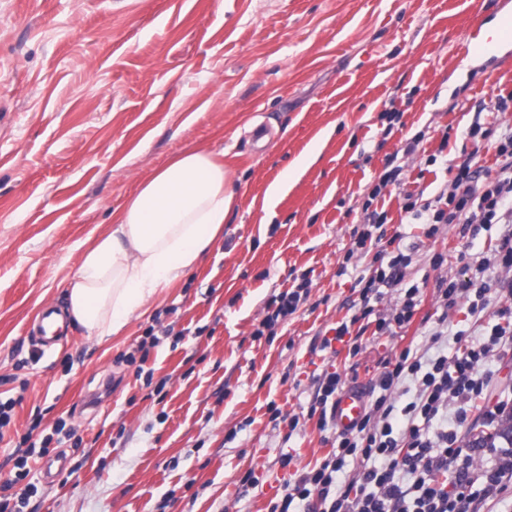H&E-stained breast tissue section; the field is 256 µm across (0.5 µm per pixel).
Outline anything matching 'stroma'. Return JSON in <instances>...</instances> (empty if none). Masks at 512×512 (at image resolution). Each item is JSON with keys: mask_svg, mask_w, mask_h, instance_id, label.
<instances>
[{"mask_svg": "<svg viewBox=\"0 0 512 512\" xmlns=\"http://www.w3.org/2000/svg\"><path fill=\"white\" fill-rule=\"evenodd\" d=\"M507 14L512 0H0V395L22 399L0 434V485L23 434L42 439L61 419L83 439L50 448L64 459L51 474L31 462L24 512H269L291 470L336 449L335 430L307 416L314 375L365 386L404 348L484 341L512 305L497 253L512 226L432 230L400 206L450 187L473 122L495 132L479 155L496 172L512 37L478 54L473 32ZM189 150L224 155L223 235L110 342L68 325L42 349L29 327L42 305L65 307L86 239ZM392 156L400 174L369 200ZM372 209L421 303L393 335L364 333L353 360L346 344H320L356 313L374 254L351 246ZM304 275L308 300L255 337L270 296ZM454 279L487 288L482 312L443 308L438 286ZM149 328L150 386L130 361ZM249 472L259 483L246 490Z\"/></svg>", "mask_w": 512, "mask_h": 512, "instance_id": "obj_1", "label": "stroma"}]
</instances>
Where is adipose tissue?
Masks as SVG:
<instances>
[{
	"label": "adipose tissue",
	"instance_id": "adipose-tissue-1",
	"mask_svg": "<svg viewBox=\"0 0 512 512\" xmlns=\"http://www.w3.org/2000/svg\"><path fill=\"white\" fill-rule=\"evenodd\" d=\"M214 153L187 152L145 180L87 248L67 290L65 318L111 341L176 285L217 239L233 196Z\"/></svg>",
	"mask_w": 512,
	"mask_h": 512
}]
</instances>
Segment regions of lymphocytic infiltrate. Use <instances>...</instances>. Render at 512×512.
<instances>
[{"instance_id":"obj_1","label":"lymphocytic infiltrate","mask_w":512,"mask_h":512,"mask_svg":"<svg viewBox=\"0 0 512 512\" xmlns=\"http://www.w3.org/2000/svg\"><path fill=\"white\" fill-rule=\"evenodd\" d=\"M502 165L494 179L483 176L475 154L463 156L449 192L434 202L418 203L405 196L403 211L432 224H497L503 220L505 202L512 198V135L499 140ZM408 266L404 254L379 262L359 290L360 317L373 320L375 335L410 323L419 304L418 288H404L394 314L380 313L374 305L385 287L401 285ZM484 342L464 347L452 357L440 356L422 363L410 349L386 360L383 372L368 387L369 404L355 429L339 433L335 452L319 466L294 473L284 486L280 502L271 512H291L294 502L307 504L308 512H482L484 503L512 487V470L501 465L476 471L474 449L457 430L435 426L450 404H458V423L477 412L483 425H492L511 403L477 409L491 375L482 366L493 355L512 348V307L501 309ZM416 377L418 392L403 408H396L394 391L400 379ZM308 407L319 428L333 422L337 395L345 383L338 372L322 371ZM362 468L344 486L339 473L351 462Z\"/></svg>"}]
</instances>
